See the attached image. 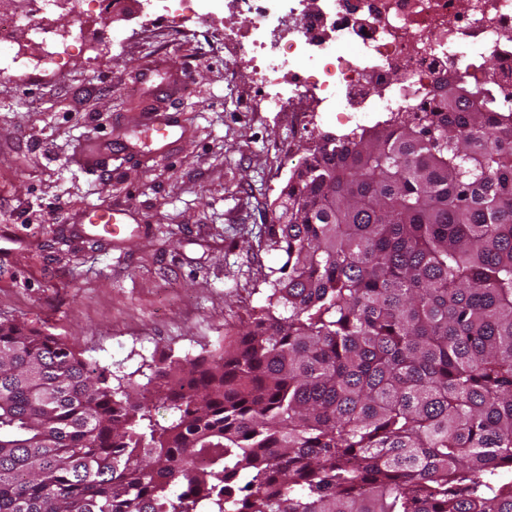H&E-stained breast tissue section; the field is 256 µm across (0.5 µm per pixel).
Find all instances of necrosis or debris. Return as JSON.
<instances>
[{"label": "necrosis or debris", "instance_id": "4bbe7bcc", "mask_svg": "<svg viewBox=\"0 0 512 512\" xmlns=\"http://www.w3.org/2000/svg\"><path fill=\"white\" fill-rule=\"evenodd\" d=\"M224 51L250 70L259 106L295 129L312 112L360 124L428 103L440 78L467 67L484 80L512 73V0H224ZM54 0L0 17V55L19 34L46 43L59 67L74 43L54 24Z\"/></svg>", "mask_w": 512, "mask_h": 512}]
</instances>
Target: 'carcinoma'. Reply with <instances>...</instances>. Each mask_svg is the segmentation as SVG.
<instances>
[{"mask_svg": "<svg viewBox=\"0 0 512 512\" xmlns=\"http://www.w3.org/2000/svg\"><path fill=\"white\" fill-rule=\"evenodd\" d=\"M500 83L459 70L316 143L264 226L266 304L150 389L0 321V512H512Z\"/></svg>", "mask_w": 512, "mask_h": 512, "instance_id": "obj_1", "label": "carcinoma"}]
</instances>
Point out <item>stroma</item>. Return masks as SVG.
Listing matches in <instances>:
<instances>
[{"mask_svg": "<svg viewBox=\"0 0 512 512\" xmlns=\"http://www.w3.org/2000/svg\"><path fill=\"white\" fill-rule=\"evenodd\" d=\"M58 70L24 37L0 64V321L73 343L114 378L143 385L162 353L208 355L264 305L279 257L259 241L294 165L336 121L294 133L263 112L248 72L216 48L219 19L173 31L145 0L74 25ZM176 114L164 153L139 114ZM104 143L108 172L72 157ZM125 207L117 241L80 233L94 208Z\"/></svg>", "mask_w": 512, "mask_h": 512, "instance_id": "35a3bbf8", "label": "stroma"}]
</instances>
